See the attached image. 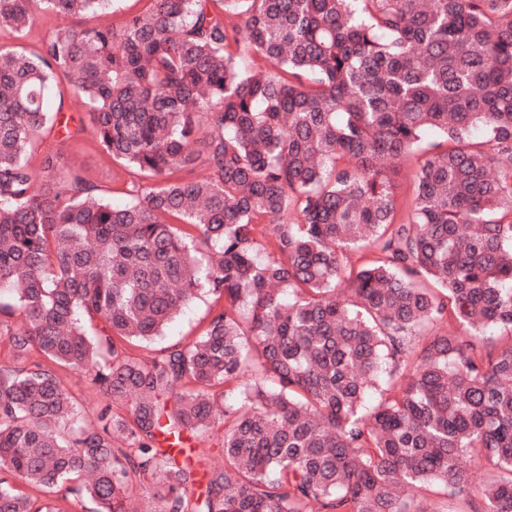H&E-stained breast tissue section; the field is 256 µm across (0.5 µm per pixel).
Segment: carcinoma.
<instances>
[{"mask_svg":"<svg viewBox=\"0 0 512 512\" xmlns=\"http://www.w3.org/2000/svg\"><path fill=\"white\" fill-rule=\"evenodd\" d=\"M112 2L0 0L18 37L87 19L0 45V512H135L146 473L160 512H427L430 487L512 512V344L477 350L512 335V0ZM58 79L129 203L50 155L38 186ZM203 295L194 342L134 353ZM216 428L201 499L180 445ZM85 21L80 17L61 18L53 14L40 13L36 16L30 33L22 38H16L8 33L0 32V44L11 46L17 50L32 51L39 46L41 40L50 35L59 27H72L79 29ZM418 165L417 157L411 156L406 158L401 164L400 175L394 176V194L398 202V207L405 209L410 203L413 196V186L408 179L409 170ZM63 380L69 392L81 404L85 420L94 422L100 408L108 403L107 398L91 383L85 372H63Z\"/></svg>","mask_w":512,"mask_h":512,"instance_id":"cac0c4a2","label":"carcinoma"}]
</instances>
